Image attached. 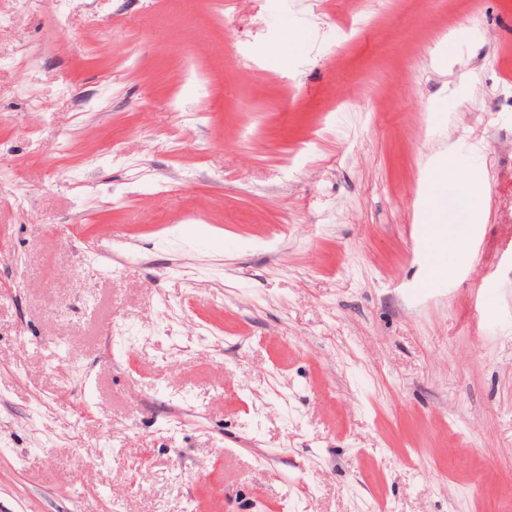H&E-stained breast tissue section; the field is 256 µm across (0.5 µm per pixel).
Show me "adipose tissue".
Returning <instances> with one entry per match:
<instances>
[{"instance_id":"adipose-tissue-1","label":"adipose tissue","mask_w":512,"mask_h":512,"mask_svg":"<svg viewBox=\"0 0 512 512\" xmlns=\"http://www.w3.org/2000/svg\"><path fill=\"white\" fill-rule=\"evenodd\" d=\"M436 195L445 197L454 195L457 200L455 208H439L429 205L430 220L435 224H456L467 220L477 222L481 219V213L477 202L482 196V188L472 180L458 175L449 161H441L436 170Z\"/></svg>"}]
</instances>
